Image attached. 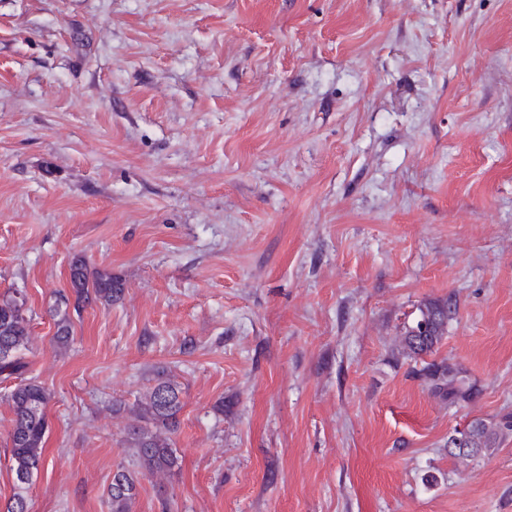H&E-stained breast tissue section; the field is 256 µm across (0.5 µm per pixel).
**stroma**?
Instances as JSON below:
<instances>
[{"label":"stroma","instance_id":"stroma-1","mask_svg":"<svg viewBox=\"0 0 512 512\" xmlns=\"http://www.w3.org/2000/svg\"><path fill=\"white\" fill-rule=\"evenodd\" d=\"M117 303L70 315L69 265ZM52 393L30 512H109L123 420L178 384L134 512H512V0H0V294ZM451 406L401 354L427 300ZM455 313L456 304L452 297L418 306L411 322L403 327V350L413 356L433 353L446 336L448 321ZM420 372L430 391L435 396L448 401V405H458L469 401L472 397V388L459 377V372L444 360L428 362ZM466 430L476 439L480 448H477L476 452L449 450L450 455L461 462L474 458L484 450L494 448L500 436L504 435V431H512V420L506 418L502 425L488 424L484 420H474L463 431ZM463 431H458L456 434H460Z\"/></svg>","mask_w":512,"mask_h":512}]
</instances>
